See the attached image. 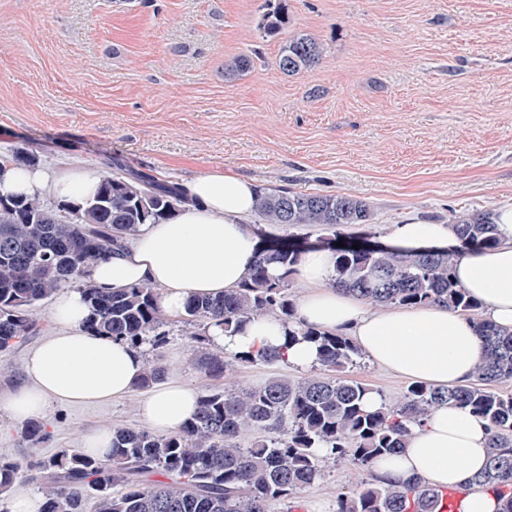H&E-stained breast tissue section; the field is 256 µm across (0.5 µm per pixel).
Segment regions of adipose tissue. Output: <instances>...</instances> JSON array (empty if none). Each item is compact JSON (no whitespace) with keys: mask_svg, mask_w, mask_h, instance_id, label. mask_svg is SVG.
<instances>
[{"mask_svg":"<svg viewBox=\"0 0 512 512\" xmlns=\"http://www.w3.org/2000/svg\"><path fill=\"white\" fill-rule=\"evenodd\" d=\"M97 182L96 175L78 166L20 168L0 154V190L6 192L45 193L79 203L92 196ZM183 190L188 201L174 218L142 225L123 251L92 272L94 282L105 288L156 284L160 305L173 318L183 314L189 298L217 296L246 281L259 246L258 234L247 222L255 206L254 183L227 170H212L186 182ZM494 220L500 242L480 251L464 250L449 223L396 224L385 239L402 250L457 251L455 277L478 301L477 315L438 304L373 309L361 298L328 286L335 255L314 245L295 265V276L305 289L296 302L298 322L345 333L377 368L436 387L465 384L485 353L476 321L512 330V207L496 210ZM86 315L81 291L64 289L53 309L58 332L29 356L26 382L0 397V406L13 417L26 420L53 400L100 403L135 390L147 367L143 350L87 331ZM206 333L229 352L279 348L296 370L319 365L315 346L302 338L287 342L282 326L272 318L244 323L231 335L213 321ZM196 404L192 386L170 380L142 399L139 414L153 431L171 433L192 416ZM488 444L486 419L445 404L434 408L423 425L414 426L401 454L376 460L372 469L385 483L419 479L461 489L460 512H499L498 497L473 482L486 466Z\"/></svg>","mask_w":512,"mask_h":512,"instance_id":"ef3b65f1","label":"adipose tissue"}]
</instances>
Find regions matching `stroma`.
Listing matches in <instances>:
<instances>
[{
    "mask_svg": "<svg viewBox=\"0 0 512 512\" xmlns=\"http://www.w3.org/2000/svg\"><path fill=\"white\" fill-rule=\"evenodd\" d=\"M265 0H0V151L40 163L103 157L164 181L213 168L261 187L347 194L374 210L342 234L512 206V0H288L289 33L314 34L319 63L277 65L279 40L257 27ZM251 67L224 70L241 56ZM0 354V392L55 332ZM166 377L196 390L194 345L173 323ZM387 402L408 381L364 360L347 371ZM143 391L112 402H50V438L23 439L0 411V454L19 460L79 448L102 426L142 428ZM361 471L343 463L273 512H332Z\"/></svg>",
    "mask_w": 512,
    "mask_h": 512,
    "instance_id": "obj_1",
    "label": "stroma"
}]
</instances>
